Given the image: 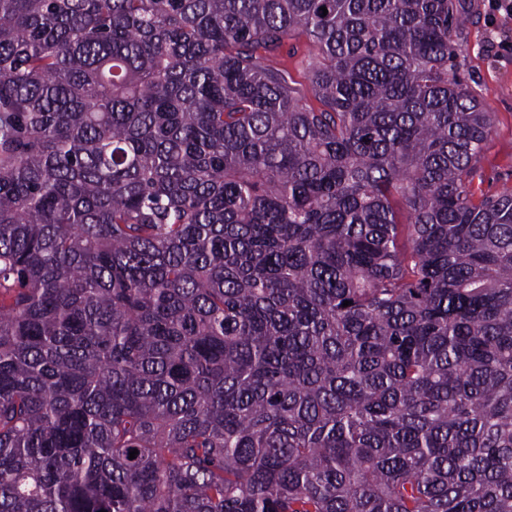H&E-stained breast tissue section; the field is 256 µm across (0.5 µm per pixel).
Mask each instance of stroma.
<instances>
[{
	"label": "stroma",
	"mask_w": 512,
	"mask_h": 512,
	"mask_svg": "<svg viewBox=\"0 0 512 512\" xmlns=\"http://www.w3.org/2000/svg\"><path fill=\"white\" fill-rule=\"evenodd\" d=\"M473 4V21L458 41L459 73L494 118L485 171L512 184V15L492 14L489 0Z\"/></svg>",
	"instance_id": "1"
}]
</instances>
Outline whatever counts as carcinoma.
I'll use <instances>...</instances> for the list:
<instances>
[{
  "label": "carcinoma",
  "mask_w": 512,
  "mask_h": 512,
  "mask_svg": "<svg viewBox=\"0 0 512 512\" xmlns=\"http://www.w3.org/2000/svg\"><path fill=\"white\" fill-rule=\"evenodd\" d=\"M470 7L0 0V512H512ZM293 42L294 40L288 42V45L284 46L276 54L273 61L277 67L288 72L289 82L296 84L297 87L304 90L306 94V102L309 105L318 108L320 106L319 102L310 92L307 91L308 81L306 79L305 64L302 62V57L300 55H292V51H290L291 44Z\"/></svg>",
  "instance_id": "cac0c4a2"
}]
</instances>
